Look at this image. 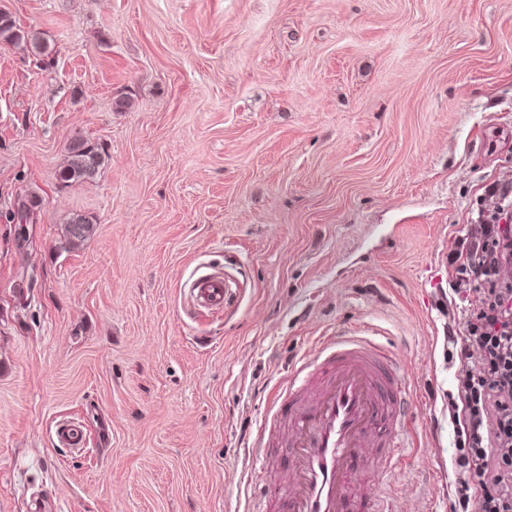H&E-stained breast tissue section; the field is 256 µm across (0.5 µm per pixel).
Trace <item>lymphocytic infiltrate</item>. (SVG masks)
<instances>
[{"instance_id": "f902f5d3", "label": "lymphocytic infiltrate", "mask_w": 512, "mask_h": 512, "mask_svg": "<svg viewBox=\"0 0 512 512\" xmlns=\"http://www.w3.org/2000/svg\"><path fill=\"white\" fill-rule=\"evenodd\" d=\"M484 214L454 285L476 290L465 312L456 394L449 400L457 449L450 490L460 512H512V187Z\"/></svg>"}]
</instances>
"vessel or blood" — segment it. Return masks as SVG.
<instances>
[{
	"label": "vessel or blood",
	"mask_w": 512,
	"mask_h": 512,
	"mask_svg": "<svg viewBox=\"0 0 512 512\" xmlns=\"http://www.w3.org/2000/svg\"><path fill=\"white\" fill-rule=\"evenodd\" d=\"M190 293L200 308H223V275L198 276ZM396 383L387 350L361 331L323 338L291 370L272 416L284 423L290 448L281 512H388L369 477L400 462L404 410Z\"/></svg>",
	"instance_id": "vessel-or-blood-1"
}]
</instances>
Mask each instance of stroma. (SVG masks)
Instances as JSON below:
<instances>
[{
    "mask_svg": "<svg viewBox=\"0 0 512 512\" xmlns=\"http://www.w3.org/2000/svg\"><path fill=\"white\" fill-rule=\"evenodd\" d=\"M0 10L49 47L0 45V512H250L277 385L353 326L405 371L375 493L454 512L448 339L480 295L450 256L512 184V0ZM76 136L109 161L66 183ZM65 235L68 244L77 246L90 238L93 222L86 216H71L66 223ZM189 290L195 304L200 308L208 310L224 308L225 280L219 272L198 276Z\"/></svg>",
    "mask_w": 512,
    "mask_h": 512,
    "instance_id": "1",
    "label": "stroma"
}]
</instances>
